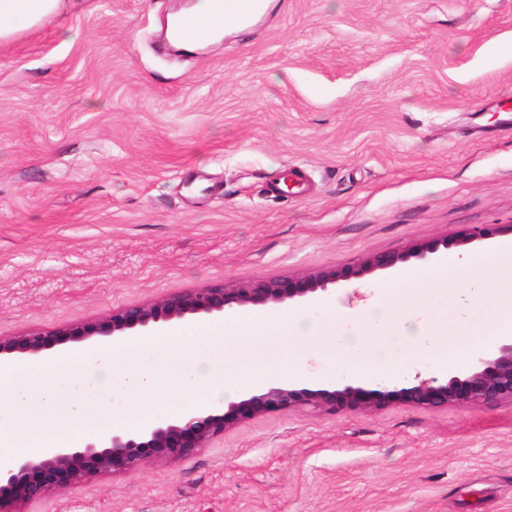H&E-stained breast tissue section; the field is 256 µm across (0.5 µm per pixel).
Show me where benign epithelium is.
<instances>
[{"instance_id":"1","label":"benign epithelium","mask_w":512,"mask_h":512,"mask_svg":"<svg viewBox=\"0 0 512 512\" xmlns=\"http://www.w3.org/2000/svg\"><path fill=\"white\" fill-rule=\"evenodd\" d=\"M442 246H448V241L420 243L402 253L374 256L343 272L331 269L303 274L295 280H255L195 289L118 307L77 325L0 336V356L36 358L69 343H101L151 334L187 320L221 316L228 308L276 307L325 291L328 285L342 279L361 278L412 258L425 260ZM397 395L426 410L512 402V341L502 344L497 356L482 360L479 367L462 378L452 376L440 382L418 374L410 387L400 390L382 383L348 384L332 390L278 383L261 394L229 403L222 414L192 410L143 430H118L79 447L55 448L39 457L22 458L12 467L0 469V512H22L21 502L39 498L54 487L109 473L134 474L155 460L178 462L197 454L215 436L242 420L269 411L304 408L323 415L346 410L373 411Z\"/></svg>"}]
</instances>
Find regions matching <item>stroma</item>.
<instances>
[{
    "label": "stroma",
    "instance_id": "stroma-1",
    "mask_svg": "<svg viewBox=\"0 0 512 512\" xmlns=\"http://www.w3.org/2000/svg\"><path fill=\"white\" fill-rule=\"evenodd\" d=\"M178 0L0 43V336L445 239L512 238V0H271L176 55ZM305 188L284 194L281 175ZM491 234L456 245L467 228ZM24 512H512V403L267 412Z\"/></svg>",
    "mask_w": 512,
    "mask_h": 512
}]
</instances>
